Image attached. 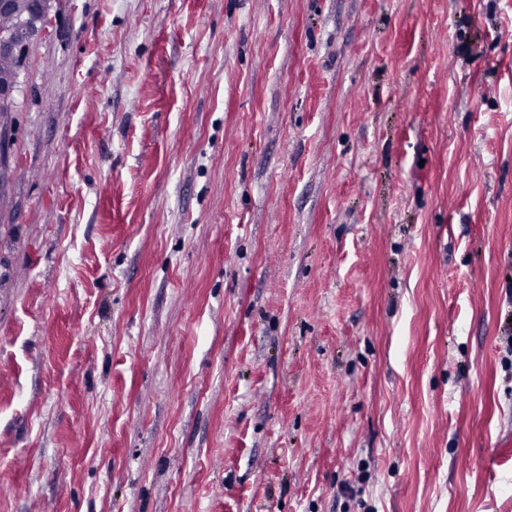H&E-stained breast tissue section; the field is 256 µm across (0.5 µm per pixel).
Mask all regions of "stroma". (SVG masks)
Instances as JSON below:
<instances>
[{
    "mask_svg": "<svg viewBox=\"0 0 512 512\" xmlns=\"http://www.w3.org/2000/svg\"><path fill=\"white\" fill-rule=\"evenodd\" d=\"M0 127V512H512V0H52Z\"/></svg>",
    "mask_w": 512,
    "mask_h": 512,
    "instance_id": "1",
    "label": "stroma"
}]
</instances>
